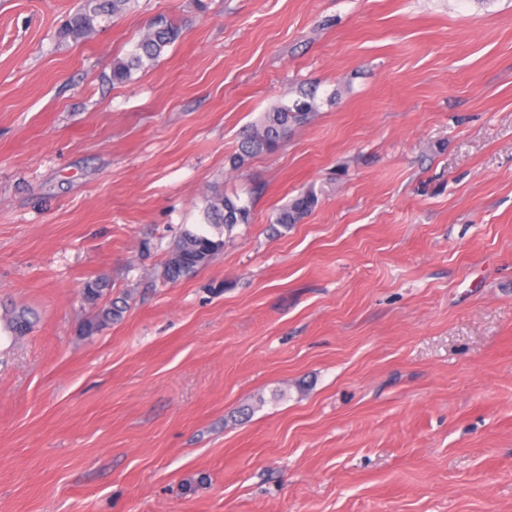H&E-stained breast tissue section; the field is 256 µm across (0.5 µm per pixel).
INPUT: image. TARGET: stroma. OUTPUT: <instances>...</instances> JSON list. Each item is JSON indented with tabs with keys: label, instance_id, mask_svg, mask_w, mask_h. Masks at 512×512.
Here are the masks:
<instances>
[{
	"label": "stroma",
	"instance_id": "1",
	"mask_svg": "<svg viewBox=\"0 0 512 512\" xmlns=\"http://www.w3.org/2000/svg\"><path fill=\"white\" fill-rule=\"evenodd\" d=\"M205 2L0 0V512H512V0ZM217 189L251 223L166 280ZM138 0H81L76 11L69 16L61 36L82 41L118 17L135 8ZM181 36L180 27L165 16L157 17L147 32L134 44L133 49L124 57L112 63V84H125L132 80L135 72L144 69L146 63L153 65L165 48L175 44ZM298 95V98L281 102L258 118L243 138L239 152L230 156L231 168H242L254 154L276 151L297 127L310 119L317 109L314 92L299 91ZM317 204L318 196L313 190L302 191L275 214L273 222L286 228L290 224H298L312 212ZM126 301V298H122L121 300H113L108 305L100 308L94 318L83 323L82 333L84 335H93L99 331L103 325L120 319L127 307ZM30 311L20 308L12 311L4 320V329L13 341L26 336L31 330Z\"/></svg>",
	"mask_w": 512,
	"mask_h": 512
}]
</instances>
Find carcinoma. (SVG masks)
<instances>
[{"label": "carcinoma", "instance_id": "carcinoma-1", "mask_svg": "<svg viewBox=\"0 0 512 512\" xmlns=\"http://www.w3.org/2000/svg\"><path fill=\"white\" fill-rule=\"evenodd\" d=\"M136 3L137 0H80L78 8L61 29V36L76 42L85 40L134 9ZM180 36L181 29L176 23L162 15L157 17L133 49L125 57L113 61L112 83L131 81L135 72L155 63L165 48L175 44ZM316 109L314 92L301 91L298 98L281 102L263 113L247 131L239 152L230 156V167L240 169L252 155L276 151ZM317 204L318 196L314 191H302L275 214L274 223L284 227L297 224ZM251 216V201L238 195L212 193L205 202L203 223L182 231L164 265L163 276L176 281L207 265L224 249L233 230L240 224L250 223ZM126 307L124 298L111 301L100 308L94 318L83 323L82 333L92 335L103 325L120 319ZM4 329L14 341L27 335L31 330L30 311L25 308L12 311L4 320Z\"/></svg>", "mask_w": 512, "mask_h": 512}]
</instances>
